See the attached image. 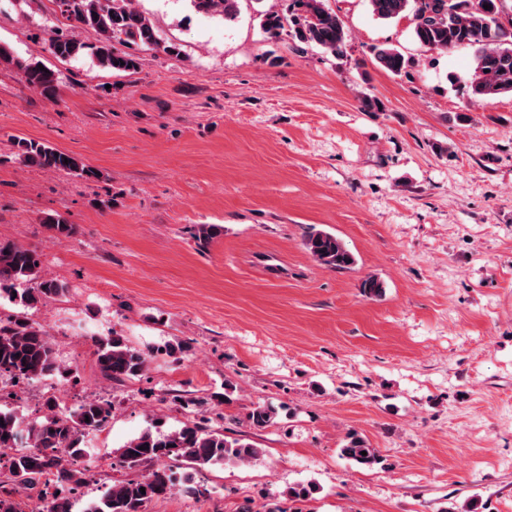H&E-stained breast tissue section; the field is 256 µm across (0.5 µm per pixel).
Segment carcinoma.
Wrapping results in <instances>:
<instances>
[{"label": "carcinoma", "mask_w": 512, "mask_h": 512, "mask_svg": "<svg viewBox=\"0 0 512 512\" xmlns=\"http://www.w3.org/2000/svg\"><path fill=\"white\" fill-rule=\"evenodd\" d=\"M239 0H190L195 12L233 20ZM504 0H369L373 15L382 20L406 17L417 43L442 52L461 47L475 49V68L471 92L480 98L512 94V17L503 19ZM489 8H484V5ZM62 14L95 29L99 39L87 45L63 34L54 33L47 42L51 55L68 60L85 54L97 63L118 72L135 71L137 55L119 46L161 49L168 54L176 47L161 41L152 20L134 5V0H59ZM260 25L270 37L285 35L322 49L333 56L343 53L348 31L325 0H289L286 12H258ZM377 61L390 72L406 71L408 60L392 48L375 49ZM0 63L15 67L24 81L44 98L54 101L61 83L60 73L41 62L26 60L0 44ZM12 156L28 166L64 171L84 180L99 173L77 157L59 152L45 143L15 137ZM42 225L59 240L72 238L76 227L62 216L47 215ZM221 233L213 224H201L193 234L198 248H206ZM305 248L319 265L329 269H349L354 254L336 235L311 228ZM65 285L43 275L42 255L33 247L0 240V298L27 308L63 294ZM94 355L100 372L114 382L141 375L148 354L131 346L116 334L94 339ZM62 371L46 329L24 316L0 320V376L31 381L54 376ZM47 413L40 421L27 422L10 409L0 408V456L10 455L9 481L13 487L29 489L55 467L58 453L64 451L74 462L86 457L83 438L105 428L112 417V403L88 400L70 414L56 411L54 399L45 402ZM278 410L270 403L253 405L246 416L254 429L274 423ZM121 463L136 475L113 480L85 512H146L152 501L171 493L177 479L155 464L164 459L184 460L192 468L213 465H247L260 459L262 449L244 438L212 430L204 422L189 420L181 427L162 432L150 428L117 449ZM340 455L360 465L384 464L379 449L373 448L357 432L349 433ZM87 468L64 467L58 470L55 490L45 493L40 512H71L67 492L84 482ZM145 491H140V488ZM320 487L314 482L288 487V497L297 502L315 498Z\"/></svg>", "instance_id": "obj_1"}]
</instances>
